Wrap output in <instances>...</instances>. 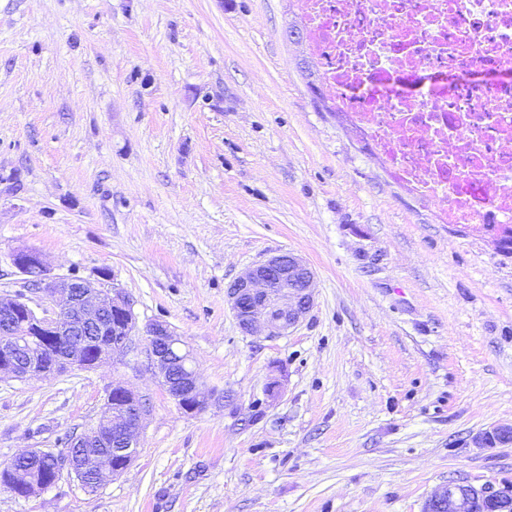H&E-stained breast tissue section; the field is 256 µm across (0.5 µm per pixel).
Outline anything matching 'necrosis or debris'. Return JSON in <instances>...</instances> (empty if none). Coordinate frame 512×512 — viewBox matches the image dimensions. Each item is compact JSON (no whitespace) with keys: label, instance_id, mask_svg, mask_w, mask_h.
<instances>
[{"label":"necrosis or debris","instance_id":"obj_1","mask_svg":"<svg viewBox=\"0 0 512 512\" xmlns=\"http://www.w3.org/2000/svg\"><path fill=\"white\" fill-rule=\"evenodd\" d=\"M332 106L441 224L512 230V0H294Z\"/></svg>","mask_w":512,"mask_h":512}]
</instances>
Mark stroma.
I'll return each mask as SVG.
<instances>
[{
  "mask_svg": "<svg viewBox=\"0 0 512 512\" xmlns=\"http://www.w3.org/2000/svg\"><path fill=\"white\" fill-rule=\"evenodd\" d=\"M291 0H0V296L12 264L117 288L138 332L112 361L0 374V463L98 420L121 382L138 454L97 492L74 478L0 512H423L451 481L512 490V257L437 223L311 92ZM281 251L315 303L275 339L227 299ZM162 321L208 390L182 412L147 359ZM282 373L283 388L266 386Z\"/></svg>",
  "mask_w": 512,
  "mask_h": 512,
  "instance_id": "1",
  "label": "stroma"
}]
</instances>
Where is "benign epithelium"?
Wrapping results in <instances>:
<instances>
[{"instance_id":"1","label":"benign epithelium","mask_w":512,"mask_h":512,"mask_svg":"<svg viewBox=\"0 0 512 512\" xmlns=\"http://www.w3.org/2000/svg\"><path fill=\"white\" fill-rule=\"evenodd\" d=\"M469 231L493 241L502 255H512L511 233H488L475 224L465 225ZM13 264L26 276L34 291L42 294L50 307L36 312L25 295L0 297V371L20 380L40 378L67 368H89L110 358L124 360L133 345L137 330L132 303L116 289L103 290L80 278L53 277L39 253L18 250ZM315 273L297 254L284 251L245 270L227 288L231 309L241 329L250 335L267 338L284 336L297 327L314 304ZM112 332L110 342L88 362L81 344L59 352L49 366L23 348L73 332L81 336L102 337ZM149 337L147 354L163 387L176 406L185 413L198 414L212 404H229L225 392L201 389L198 371L186 342L168 324L155 322L146 330ZM103 422L78 436L77 448L93 444L97 448L116 446L115 461L110 454L89 453L75 461L65 457L64 465L76 477L92 471L105 484L122 473L135 459L143 417L140 397L122 383H115L104 403ZM476 443L512 444V425L497 426L473 438ZM52 487L38 484L33 475L17 473L16 482L7 488L18 497H29ZM492 504L486 512H512V495L490 485L476 488L464 482H450L428 498L424 512H476L475 504Z\"/></svg>"}]
</instances>
